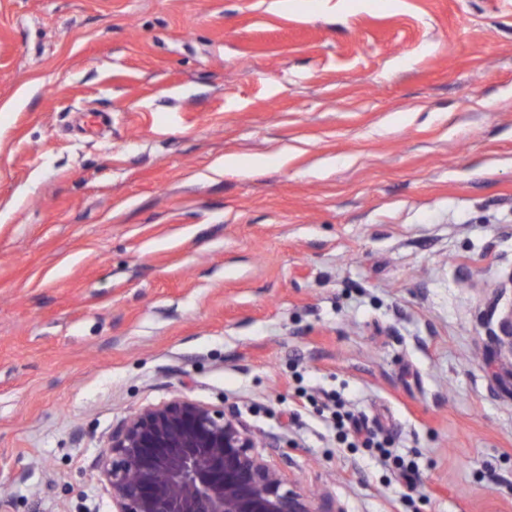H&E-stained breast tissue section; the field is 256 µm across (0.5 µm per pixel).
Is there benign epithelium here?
<instances>
[{
	"mask_svg": "<svg viewBox=\"0 0 512 512\" xmlns=\"http://www.w3.org/2000/svg\"><path fill=\"white\" fill-rule=\"evenodd\" d=\"M491 336L512 378V302ZM269 447L235 413L176 396L113 428L98 473L112 512H335L328 497L296 490L262 454Z\"/></svg>",
	"mask_w": 512,
	"mask_h": 512,
	"instance_id": "benign-epithelium-1",
	"label": "benign epithelium"
}]
</instances>
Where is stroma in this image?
Segmentation results:
<instances>
[{
  "label": "stroma",
  "mask_w": 512,
  "mask_h": 512,
  "mask_svg": "<svg viewBox=\"0 0 512 512\" xmlns=\"http://www.w3.org/2000/svg\"><path fill=\"white\" fill-rule=\"evenodd\" d=\"M270 2L0 0V512H112L181 395L338 512H512V6ZM491 336L501 370L512 378V301L500 311ZM346 402L336 395H326V402L323 404V412L326 409L329 412L328 422L336 428L340 439L346 443L349 448H376L379 453V459L386 463L391 458V452L387 449L391 442L388 437H380L377 433H367L361 435V430L357 425L355 415L346 409ZM345 428L352 429L357 437L349 441V435ZM362 439V440H361Z\"/></svg>",
  "instance_id": "1"
}]
</instances>
